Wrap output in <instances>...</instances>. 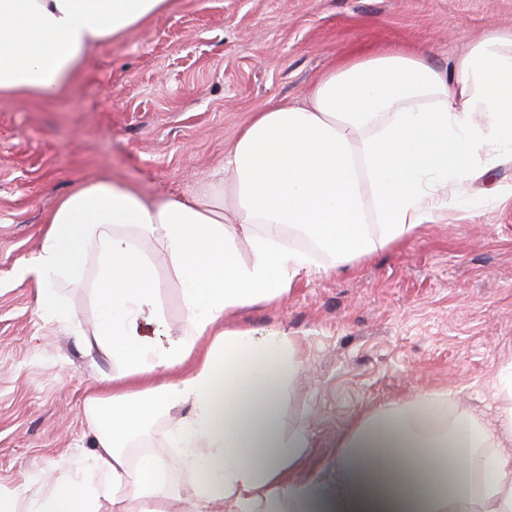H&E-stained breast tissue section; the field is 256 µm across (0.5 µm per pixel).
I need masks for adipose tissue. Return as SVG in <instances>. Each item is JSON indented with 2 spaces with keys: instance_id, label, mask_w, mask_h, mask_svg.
I'll list each match as a JSON object with an SVG mask.
<instances>
[{
  "instance_id": "ef3b65f1",
  "label": "adipose tissue",
  "mask_w": 512,
  "mask_h": 512,
  "mask_svg": "<svg viewBox=\"0 0 512 512\" xmlns=\"http://www.w3.org/2000/svg\"><path fill=\"white\" fill-rule=\"evenodd\" d=\"M171 0H0V97L65 95L84 63ZM512 157V31L488 29L443 71L416 49L342 58L300 103L254 112L214 179L188 196H148L103 177L62 197L14 279L84 353L116 365L87 400L94 444L0 512H512V363L493 415L417 396L339 445L332 479L302 477L305 427L284 431L280 400L303 363L281 329L226 326L233 311L409 236L449 188ZM247 253H240V244ZM177 276L183 324L164 340L159 266ZM88 284L95 325H75L57 285ZM210 337L201 348L202 337ZM175 465L122 444L156 418Z\"/></svg>"
}]
</instances>
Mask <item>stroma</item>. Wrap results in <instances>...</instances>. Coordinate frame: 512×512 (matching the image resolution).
<instances>
[{
  "mask_svg": "<svg viewBox=\"0 0 512 512\" xmlns=\"http://www.w3.org/2000/svg\"><path fill=\"white\" fill-rule=\"evenodd\" d=\"M493 24L512 28V0H174L87 60L64 97L0 98V494L44 491L43 474L91 446L85 400L99 369L13 279L60 197L104 173L148 195L192 194L253 112L304 99L339 59L399 43L449 71ZM465 191L475 209L443 210L230 316L232 327L286 330L303 353L282 421L308 431L307 475L332 477L340 440L420 394L449 391L493 413L512 362V158Z\"/></svg>",
  "mask_w": 512,
  "mask_h": 512,
  "instance_id": "obj_1",
  "label": "stroma"
}]
</instances>
